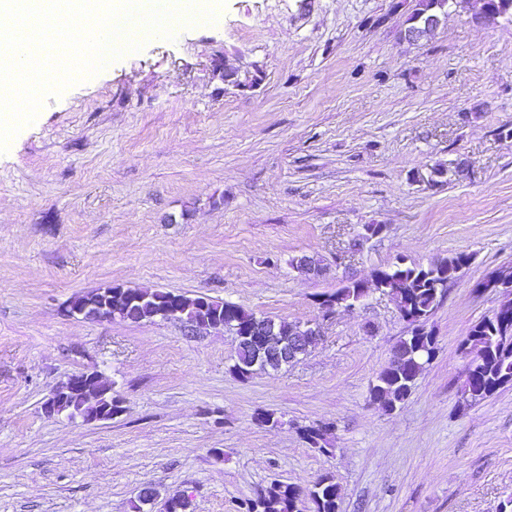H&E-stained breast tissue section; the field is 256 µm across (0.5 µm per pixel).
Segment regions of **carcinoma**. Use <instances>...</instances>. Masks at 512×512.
<instances>
[{"label":"carcinoma","mask_w":512,"mask_h":512,"mask_svg":"<svg viewBox=\"0 0 512 512\" xmlns=\"http://www.w3.org/2000/svg\"><path fill=\"white\" fill-rule=\"evenodd\" d=\"M467 253H457L446 258V265L438 272L427 266L411 263L401 270L403 278L393 281L395 293L402 309L407 314L423 322H428L438 307L445 289L436 287V283H448L456 279L461 264L470 262ZM102 290L92 291L72 301L73 308L84 311L88 317L94 316ZM362 297L356 281H350L332 295L327 301L342 307L355 305ZM183 318L198 321L210 318L215 322L223 321L226 315L239 320H249L254 313L243 307L226 302L208 301L203 309L195 297L182 296ZM159 317L158 309L144 305L135 308L126 315V320L133 323L153 321ZM400 352L407 356V364L400 371L394 372L384 368L376 377L371 390L384 391L391 397L394 405L403 403L418 374L422 372L419 361L434 359L437 352V339L433 332L422 336H406L397 341ZM463 344L473 351L484 352L481 360L469 368L461 390V398L467 405L484 400L498 390L512 385V314L492 319L484 318L470 327ZM327 426L300 428L301 438L311 447L324 451L323 442L329 434ZM339 486L331 475L321 476L312 486L303 488L295 484L276 483L259 491L255 498L244 500L242 506L246 512H300L299 504L308 500L313 505V512H338Z\"/></svg>","instance_id":"1"}]
</instances>
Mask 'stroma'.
<instances>
[{
	"mask_svg": "<svg viewBox=\"0 0 512 512\" xmlns=\"http://www.w3.org/2000/svg\"><path fill=\"white\" fill-rule=\"evenodd\" d=\"M418 0H224L46 99L0 153V512H242L274 482L331 474L338 512H499L512 498V386L458 390L469 328L512 267V21L458 0L403 33ZM237 69L241 86L224 82ZM444 175L429 182L433 168ZM385 225L373 237L366 228ZM458 252L429 325L438 349L391 413L370 400L407 327L371 291L326 313L347 280ZM307 255L324 269L292 266ZM108 286L206 295L319 324L287 369L242 380L233 338L179 322L71 316ZM94 368L124 401L84 423L41 405ZM275 414L279 426L257 423ZM329 425L310 448L298 429Z\"/></svg>",
	"mask_w": 512,
	"mask_h": 512,
	"instance_id": "1",
	"label": "stroma"
}]
</instances>
